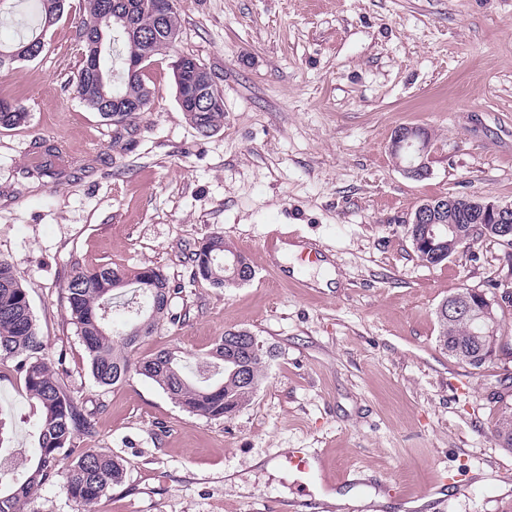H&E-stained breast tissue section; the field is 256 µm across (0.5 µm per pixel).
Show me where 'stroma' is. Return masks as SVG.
<instances>
[{
  "mask_svg": "<svg viewBox=\"0 0 512 512\" xmlns=\"http://www.w3.org/2000/svg\"><path fill=\"white\" fill-rule=\"evenodd\" d=\"M83 7L68 0L45 53L0 72V99L30 114L0 128V260L93 428L75 448L121 458L126 477L87 509L59 483L36 487L23 512H337L324 482L298 485L293 448L326 459L333 488L383 494L379 512L424 496L428 512H512V450L491 435L512 403V306L482 369L437 341L442 301L512 290V265L484 238L424 266L405 229L428 198L512 203V0H176L174 48L146 71L150 108L120 133L73 92ZM179 55L223 95L209 135L177 102ZM401 126L435 140L426 179L390 153ZM47 160L65 179L31 177ZM216 231L252 266L248 283L195 277L192 254ZM273 234L316 248L329 286L309 260L266 251ZM76 264L167 275L181 320L145 350L191 362L226 330L254 333L274 355L249 404L214 420L138 375L98 386L66 299ZM38 415L15 360L0 361V448L33 455Z\"/></svg>",
  "mask_w": 512,
  "mask_h": 512,
  "instance_id": "1",
  "label": "stroma"
}]
</instances>
